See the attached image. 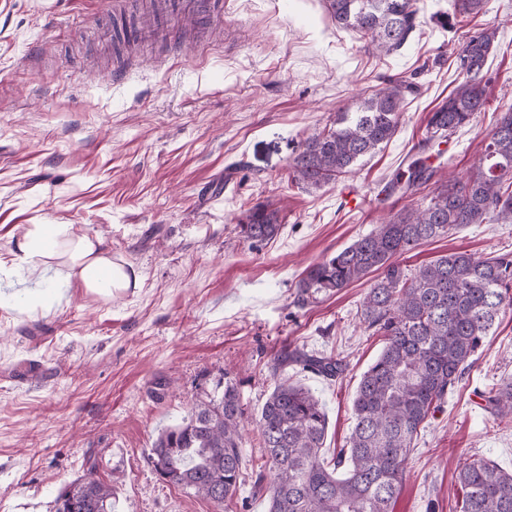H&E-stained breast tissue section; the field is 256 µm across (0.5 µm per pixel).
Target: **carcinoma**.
<instances>
[{"mask_svg":"<svg viewBox=\"0 0 512 512\" xmlns=\"http://www.w3.org/2000/svg\"><path fill=\"white\" fill-rule=\"evenodd\" d=\"M336 24L368 40L380 55L401 48L422 24L419 0H326ZM483 0H448V32L478 13ZM497 30L484 28L457 50L462 79L429 113L425 152L433 142L470 124L485 105L483 71L496 48ZM418 86L386 76L353 112H339L330 127L314 129L289 163L291 180L320 189L353 172L398 131L405 93ZM478 164L464 177L423 159L394 174L384 192L403 199L422 195L389 213L372 232L309 265L297 281L292 305L305 309L324 297L376 275L357 310L365 332L384 347L363 373L353 402L348 447L325 463L328 419L309 390L277 383L257 420L264 464L254 492L268 512H392L406 463L432 412L453 393L483 340L512 307V252L476 257L457 251L414 269L401 257L421 243L443 237L463 224H512V110L481 140ZM282 225L268 205L249 210L241 224L248 241L275 238ZM271 376L290 366L327 379L344 374L347 361L335 353H310L285 345L271 354ZM499 423L512 424V378L485 396ZM241 394L224 381L222 394L194 403L182 423L162 431L150 462L169 484L213 505L237 512L246 459ZM462 491L460 512H512V472L487 459H463L456 471ZM56 512H112V485L86 473L57 499Z\"/></svg>","mask_w":512,"mask_h":512,"instance_id":"carcinoma-1","label":"carcinoma"}]
</instances>
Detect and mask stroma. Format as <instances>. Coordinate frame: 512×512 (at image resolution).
Instances as JSON below:
<instances>
[{"instance_id": "1", "label": "stroma", "mask_w": 512, "mask_h": 512, "mask_svg": "<svg viewBox=\"0 0 512 512\" xmlns=\"http://www.w3.org/2000/svg\"><path fill=\"white\" fill-rule=\"evenodd\" d=\"M223 3L209 26L164 20L141 43L112 0H0V512H55L91 461L112 485L113 512H212L159 476L150 448L229 378L260 466L256 420L275 386L267 362L290 342L347 360L333 381L284 373L326 410L325 456L345 447L358 382L384 346L357 316L368 285L300 310L295 284L403 207L394 196L379 204L380 185L419 158L468 29L498 25V47L485 107L442 144L441 164L469 171L512 109V0H485L453 36L437 20L446 0H421L429 23L386 57L337 28L325 0ZM387 75L419 86L393 139L320 189L291 183L306 132L354 110ZM257 204L278 209L282 230L254 246L240 226ZM31 224L99 238L137 284L107 299L28 275L15 242ZM453 251H512V224L459 227L403 263ZM510 376L512 311L419 435L393 512H460V459L512 471V428L484 400Z\"/></svg>"}]
</instances>
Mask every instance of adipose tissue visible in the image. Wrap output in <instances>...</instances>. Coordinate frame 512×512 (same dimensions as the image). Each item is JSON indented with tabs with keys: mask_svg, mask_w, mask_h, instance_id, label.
Wrapping results in <instances>:
<instances>
[{
	"mask_svg": "<svg viewBox=\"0 0 512 512\" xmlns=\"http://www.w3.org/2000/svg\"><path fill=\"white\" fill-rule=\"evenodd\" d=\"M65 224H32L17 241V261L30 273L45 276L60 256L61 244L69 246L66 285L95 294H111L128 287L131 275L116 265L101 250L99 239L89 236L69 237Z\"/></svg>",
	"mask_w": 512,
	"mask_h": 512,
	"instance_id": "ef3b65f1",
	"label": "adipose tissue"
}]
</instances>
